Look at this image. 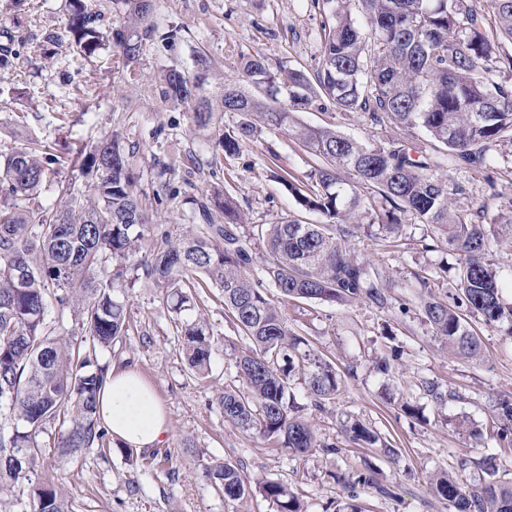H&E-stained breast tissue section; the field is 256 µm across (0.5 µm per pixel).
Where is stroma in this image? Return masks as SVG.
I'll list each match as a JSON object with an SVG mask.
<instances>
[{
	"mask_svg": "<svg viewBox=\"0 0 512 512\" xmlns=\"http://www.w3.org/2000/svg\"><path fill=\"white\" fill-rule=\"evenodd\" d=\"M67 19L65 0H23L19 5L0 0V48L16 54L13 68L0 71V88L13 94L12 103L0 107V123L21 140L57 155L31 201L49 210L60 202L59 182H72L82 194L88 189L68 158L105 134L118 136L154 222L144 230L139 253L122 259L127 280L113 292L126 310V335L98 349L97 360L112 370L135 369L154 387L169 421L162 445L168 459L151 463L148 448L127 452L115 446L107 453L86 448L73 461L44 464L28 479L0 488V512H33L32 487L47 479L69 496L73 512H276V504L268 501H229L217 493L205 468L218 461L237 464L255 486L282 482L305 512H449L431 480L443 472L470 486L483 483L477 462L490 449L477 437L492 425L487 394L512 396V336L470 318L483 353L468 360L449 353L420 321L418 277L427 278L437 298L456 291V256L445 236L407 216L398 233H389L379 226L380 209L356 213V223L369 231L356 239L355 251L393 282V295L403 301L399 307L380 308L364 300H293L265 287L289 328L306 339L312 354L333 363L341 380L335 399L317 410L306 404L305 374H294L290 392L304 404L303 415L319 443L303 455L225 422L218 399L240 381L232 347L237 330L218 290L201 289L194 309L174 313L165 291L140 263L142 254L162 239L198 232L192 200L216 189L228 192L243 213L239 233L257 255L264 251L258 238L263 225L287 218L303 224L320 221V214L296 205L278 178L285 171L311 185L320 165L287 132L261 129L236 155H226L210 132L192 126L187 108L159 97L163 69L173 64L191 68L200 49L220 67L205 86L213 97L225 84L240 83L245 56H261L275 71L295 68L313 74L324 36L311 0H154L159 33L176 27L180 39L171 49L158 36L146 40L133 81L123 78L116 48L104 47L87 58L62 40ZM48 33L58 34L59 42L44 44ZM297 118L360 142L385 144L402 135L362 114L339 115L326 102L310 105ZM447 179L465 189L452 197V210L481 213L486 224L512 221L511 142L495 147L490 167L451 172ZM164 182L176 188L175 197L159 196ZM194 320L206 324L214 344L204 379L188 369L179 353L177 329ZM428 382L455 392V400L436 405L423 393ZM407 403L416 406V416L404 412ZM350 420L385 436L392 454L352 447L343 432ZM326 443L339 446V453L323 451ZM367 465L374 471V486L350 496L341 477Z\"/></svg>",
	"mask_w": 512,
	"mask_h": 512,
	"instance_id": "obj_1",
	"label": "stroma"
}]
</instances>
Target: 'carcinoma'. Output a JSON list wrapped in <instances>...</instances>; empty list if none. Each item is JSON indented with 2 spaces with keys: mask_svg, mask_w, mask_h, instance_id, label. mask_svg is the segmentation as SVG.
Wrapping results in <instances>:
<instances>
[{
  "mask_svg": "<svg viewBox=\"0 0 512 512\" xmlns=\"http://www.w3.org/2000/svg\"><path fill=\"white\" fill-rule=\"evenodd\" d=\"M122 28L104 23L102 14L88 10L86 0H69L66 37L86 57L107 43L118 48L125 78L137 77L135 64L143 40L155 33L152 0H123ZM324 13L320 65L314 79L297 69L272 71L259 56L240 63V85H224L217 102L202 95L199 79L215 71L211 57L198 52L193 68L165 69L160 97L185 105L200 129H215V146L232 155L240 142L255 136L252 116L267 128L288 131L306 151L322 162L321 190L312 192L288 173L281 175L288 192L302 207L318 212L323 221L300 224L283 220L261 231L265 246L262 277L254 275L251 247L239 234L242 215L233 198L217 192L209 202H197L203 227L174 244L156 247L144 267L156 285L166 289L171 309L182 312L196 301L202 276L218 288L224 309L233 317L242 342L236 367L245 390L226 388L220 399L224 421L243 432L256 431L282 448L304 454L317 447L308 422L298 415L288 388L291 374L308 370L311 403L319 408L336 397L334 367L293 350L302 337L266 297L263 279L290 299L343 303L364 299L385 306L393 299L391 286L353 248L361 225L351 215L366 206L360 187L376 189L389 205L392 223L410 214L448 237L457 255L458 294L453 302L421 297L422 321L456 354L479 357L480 338L466 325L475 316L492 328L508 324L512 334V303L500 295L496 272L486 261L498 236H512V224H480L473 218L450 216L448 181L438 175L447 169L485 167L498 143L512 140V83L499 77L512 71V54L500 52L502 43L485 32L484 16L468 0H313ZM357 8L365 18L353 17ZM500 35L512 43V0H489ZM286 103L272 105L278 95ZM325 98L344 115L365 113L376 125L403 130L420 128L435 143L430 153L417 154L405 139L368 145L332 128L302 125L296 113L316 98ZM241 116L238 134L224 135L223 113ZM56 158L48 152L13 142V132L0 126V409L14 418L12 430L0 433V485L29 477L50 448L38 438L47 425L70 418L61 440L72 458L84 448L104 445L106 432L98 422L97 395L108 370L97 364L96 347H110L125 336L123 305L112 297V260L125 257L153 223L129 176L127 160L115 135L97 139L77 156L75 166L88 179L87 199L72 183L59 186L62 201L53 210L19 209L17 201L35 196L48 166ZM353 182L341 178V172ZM224 214L215 224L208 203ZM139 216L131 224L128 217ZM25 268L17 276L18 268ZM70 307L86 325L91 347L54 337L45 330L50 299ZM179 349L189 369L206 376L213 350L205 323L181 326ZM497 422L488 438L499 449L512 447V397L490 396ZM348 440L373 447L379 433L353 421L345 426ZM497 455L484 460V484L469 487L448 474L434 483L435 492L454 512H512V482L497 478ZM214 488L238 501L261 496L278 512H302L298 499L283 483L268 481L252 488L244 472L229 461L206 468ZM374 483L371 469L360 470L343 484L353 490ZM46 501L44 512H72L62 492L47 482L34 491Z\"/></svg>",
  "mask_w": 512,
  "mask_h": 512,
  "instance_id": "cac0c4a2",
  "label": "carcinoma"
}]
</instances>
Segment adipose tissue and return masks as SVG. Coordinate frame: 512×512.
Listing matches in <instances>:
<instances>
[{
    "mask_svg": "<svg viewBox=\"0 0 512 512\" xmlns=\"http://www.w3.org/2000/svg\"><path fill=\"white\" fill-rule=\"evenodd\" d=\"M97 416L124 448H153L169 433L166 413L153 388L132 370L109 377L98 396Z\"/></svg>",
    "mask_w": 512,
    "mask_h": 512,
    "instance_id": "1",
    "label": "adipose tissue"
}]
</instances>
